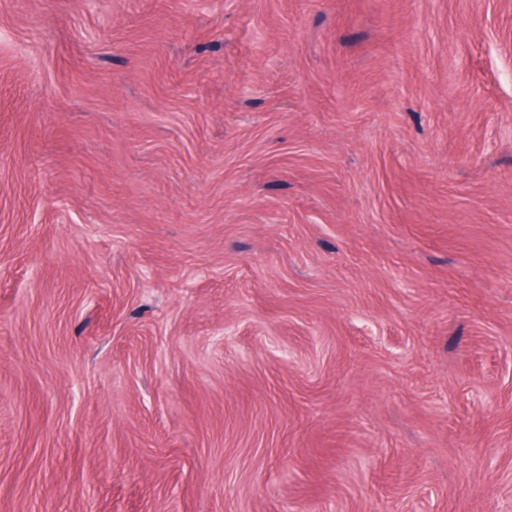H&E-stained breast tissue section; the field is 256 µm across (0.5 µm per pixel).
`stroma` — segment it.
Masks as SVG:
<instances>
[{"mask_svg": "<svg viewBox=\"0 0 512 512\" xmlns=\"http://www.w3.org/2000/svg\"><path fill=\"white\" fill-rule=\"evenodd\" d=\"M0 512H512V0H0Z\"/></svg>", "mask_w": 512, "mask_h": 512, "instance_id": "1", "label": "stroma"}]
</instances>
